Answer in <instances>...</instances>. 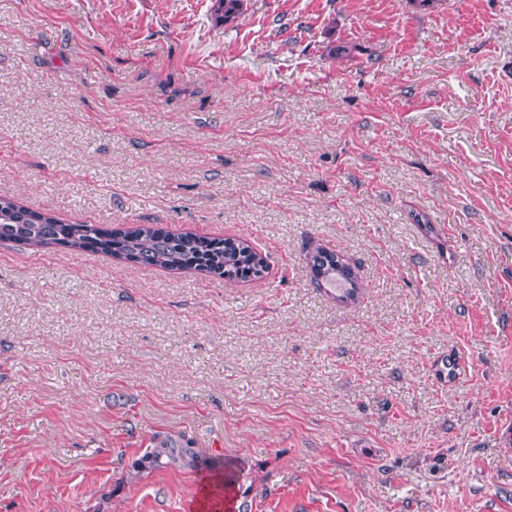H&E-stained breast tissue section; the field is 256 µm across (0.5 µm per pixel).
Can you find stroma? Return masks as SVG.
Listing matches in <instances>:
<instances>
[{
	"label": "stroma",
	"instance_id": "stroma-1",
	"mask_svg": "<svg viewBox=\"0 0 512 512\" xmlns=\"http://www.w3.org/2000/svg\"><path fill=\"white\" fill-rule=\"evenodd\" d=\"M222 14L0 0V197L268 264L0 241V512H512V0ZM341 257L344 256L326 249L321 244H316L309 251L307 260L309 265L312 263L311 268L318 286L320 284L333 285L339 281L343 288H345L340 299L346 298V301H351L358 290L356 276L348 262L345 270L336 273V268H334V266L336 267V259ZM320 278L322 281H320Z\"/></svg>",
	"mask_w": 512,
	"mask_h": 512
}]
</instances>
